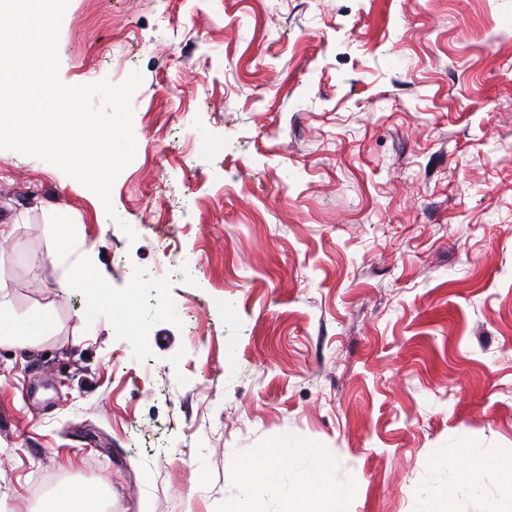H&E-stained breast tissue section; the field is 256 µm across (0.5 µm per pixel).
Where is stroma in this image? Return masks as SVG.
Segmentation results:
<instances>
[{"instance_id": "obj_1", "label": "stroma", "mask_w": 512, "mask_h": 512, "mask_svg": "<svg viewBox=\"0 0 512 512\" xmlns=\"http://www.w3.org/2000/svg\"><path fill=\"white\" fill-rule=\"evenodd\" d=\"M58 53L71 86L140 72L136 155L113 221L0 149V301L56 322L0 346V512L85 486L112 512H287L306 448L350 512H484L492 480L456 475L512 455V0H69ZM58 216L134 291L133 332L83 320ZM261 448L277 489L240 479ZM56 223L59 224V228L51 248V254L54 257L69 255L76 249L74 244L75 238L68 225L72 224V221L69 219H63Z\"/></svg>"}]
</instances>
